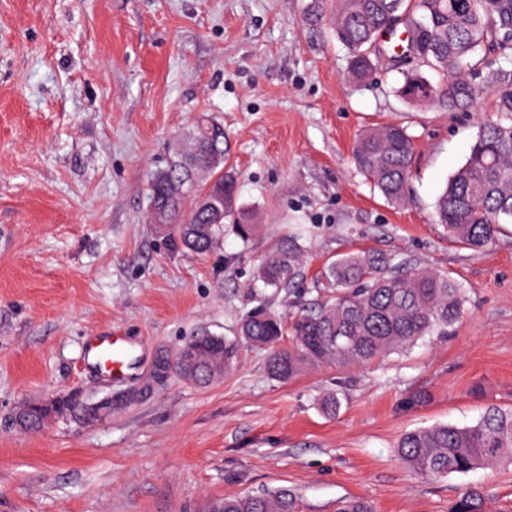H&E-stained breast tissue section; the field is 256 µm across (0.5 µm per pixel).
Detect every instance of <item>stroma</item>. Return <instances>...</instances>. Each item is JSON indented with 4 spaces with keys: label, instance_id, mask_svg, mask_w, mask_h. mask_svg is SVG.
I'll list each match as a JSON object with an SVG mask.
<instances>
[{
    "label": "stroma",
    "instance_id": "35a3bbf8",
    "mask_svg": "<svg viewBox=\"0 0 512 512\" xmlns=\"http://www.w3.org/2000/svg\"><path fill=\"white\" fill-rule=\"evenodd\" d=\"M307 2L0 0V512H213L279 488L299 512L348 498L448 512L470 486L512 512V466L432 481L395 456L406 431L512 408V230L472 250L434 215L494 96L445 112L402 99L394 71L354 83L330 24L306 26ZM201 114L223 124L239 202L262 230L196 255L150 223L148 182ZM390 123L415 140L401 206L351 159L359 134ZM297 232L301 280L264 287L262 259ZM357 249L453 277L467 299L453 336L287 380L242 344L209 385L154 379L198 331L231 338L256 307L286 316L324 297V267ZM101 332L129 340L126 375L88 364ZM73 393L111 398V414L13 427L20 404Z\"/></svg>",
    "mask_w": 512,
    "mask_h": 512
}]
</instances>
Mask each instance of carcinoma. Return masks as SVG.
I'll list each match as a JSON object with an SVG mask.
<instances>
[{
  "instance_id": "carcinoma-1",
  "label": "carcinoma",
  "mask_w": 512,
  "mask_h": 512,
  "mask_svg": "<svg viewBox=\"0 0 512 512\" xmlns=\"http://www.w3.org/2000/svg\"><path fill=\"white\" fill-rule=\"evenodd\" d=\"M329 20L347 49V73L368 80L386 66L402 76L397 93L411 103L444 111L467 107L481 88L469 75L486 64V87L494 92L498 119L483 125L466 162L451 176L436 202L437 223L448 239L479 250L512 224V66L486 62L492 54L512 51V0H335L326 13L324 0H310L306 24ZM399 23L406 45L386 54L381 36ZM206 154L207 168L178 155L149 184V216L166 212L162 235L183 250L204 255L232 227L244 243L259 231L238 204V176L225 166L230 145L224 126L202 116L180 133ZM413 143L397 123L369 130L356 140V169L383 198L402 205L407 198ZM301 276V244L290 236L278 243L258 270L270 288H287ZM330 299L285 318L267 309L247 313L237 336L229 340L200 331L185 344L192 349L194 383L206 385L234 366L238 344L271 350L270 373L292 377L303 364H332L343 370L401 353L427 336H451L464 312L465 294L449 275L392 260L373 251L338 256L324 270ZM291 337L290 347L280 346ZM34 429L51 410L28 404L21 409ZM395 453L412 472L431 479L467 474L482 466L512 463V409L492 408L474 425L437 424L405 433ZM219 512H298L297 497L287 488L259 495L226 498ZM448 512H486L482 493L467 487Z\"/></svg>"
}]
</instances>
